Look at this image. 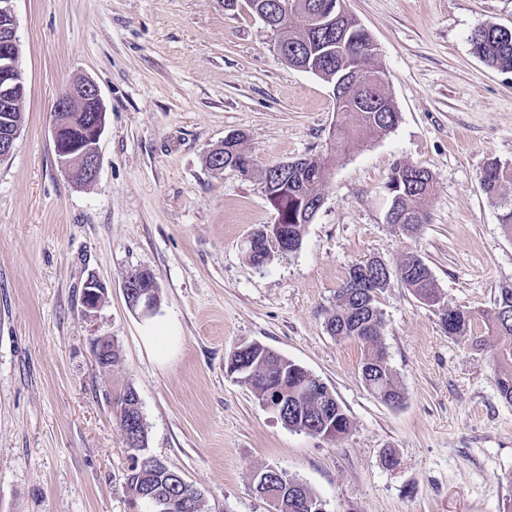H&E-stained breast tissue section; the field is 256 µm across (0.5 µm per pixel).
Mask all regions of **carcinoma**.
<instances>
[{
  "label": "carcinoma",
  "instance_id": "carcinoma-1",
  "mask_svg": "<svg viewBox=\"0 0 512 512\" xmlns=\"http://www.w3.org/2000/svg\"><path fill=\"white\" fill-rule=\"evenodd\" d=\"M500 27L491 25L484 33H472L470 42L474 53L487 66L502 72H512V36L499 34ZM281 38L287 48L284 61L291 67L304 66L328 84L340 83L344 68L355 66L366 73H377L380 67L375 55L361 51L365 40V29L350 13L343 17L342 32L310 28L298 22L291 15L283 20ZM345 103L336 108L338 119L335 124L334 149L321 156L302 158L297 166L286 174L277 173L271 166L263 176L264 191L279 208L282 232L288 240V252L299 249L302 232L307 224V204L322 198V188L336 162L346 155L351 142L357 138H373L391 131L394 127L395 103L386 85L362 89L349 83L340 89ZM25 95L18 93L10 111L0 110V133H7L22 126ZM355 114L358 125L349 128L344 119ZM512 183V166L497 160L491 161V174L481 179L484 193L500 207V223L508 234H512V199L504 197L503 188ZM388 185L393 187L397 217L404 220L402 231L414 234L421 227L425 216L421 202L434 191V180L430 171L408 163L396 164L391 172ZM399 280L420 299H439L432 272L417 255L410 254L402 259L396 269ZM339 302L326 322L327 331L344 339H356L371 347L361 363L364 384L381 401L403 400L400 389L394 382L391 369L383 348L378 346L382 328V316L376 300L365 302L348 299L345 291H338ZM512 301V288L501 289L495 308L481 314L482 321L495 337L489 344L484 336H476L472 327L476 313L454 308L450 316L448 332L462 338L478 350L486 347L492 351L496 365L497 386L500 397L512 403V317L501 311L503 301ZM233 360L247 370L239 379L249 385L259 402L281 391L288 392L285 402L288 410L283 412L288 419V429L317 434L345 435L350 429V420L330 391L319 390L316 382L308 383V371L299 364L279 355L258 343L255 347L231 354ZM139 418V432L143 446L134 449L144 463L133 465L125 475L124 486L132 500L152 512L151 498L146 496L150 489L158 496L172 501L170 512H203L204 502L200 494L191 488L179 485L172 477V470L146 454L148 431L144 418L139 416L134 389L127 390L121 402L119 419L127 421ZM282 492V512H314L318 496L302 481L265 466L256 470L254 479L261 476Z\"/></svg>",
  "mask_w": 512,
  "mask_h": 512
}]
</instances>
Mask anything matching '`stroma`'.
I'll return each mask as SVG.
<instances>
[{
    "label": "stroma",
    "mask_w": 512,
    "mask_h": 512,
    "mask_svg": "<svg viewBox=\"0 0 512 512\" xmlns=\"http://www.w3.org/2000/svg\"><path fill=\"white\" fill-rule=\"evenodd\" d=\"M369 33L400 120L355 141L323 190L299 250L254 266L244 241L276 223L262 176L329 152L330 84L289 67L277 37L224 0H14L24 123L0 160V512H134L119 428L139 395L148 452L199 489L205 512H272L251 475L269 466L312 489L326 512H512V404L491 353L448 335L398 279L377 295L380 342L398 387L391 407L364 385L363 345L326 329L349 269L409 254L449 306L493 307L512 287V235L480 185L512 165V73L485 65L471 33L512 28V0H346ZM106 111L97 182L59 165L50 111L78 77ZM241 133L249 174L208 154ZM427 168V221L387 222L395 163ZM150 270L157 314L128 308V272ZM106 295L86 310L83 285ZM152 327L172 337L161 354ZM120 353L100 369L93 343ZM258 342L330 388L346 435L285 428L228 373Z\"/></svg>",
    "instance_id": "obj_1"
}]
</instances>
